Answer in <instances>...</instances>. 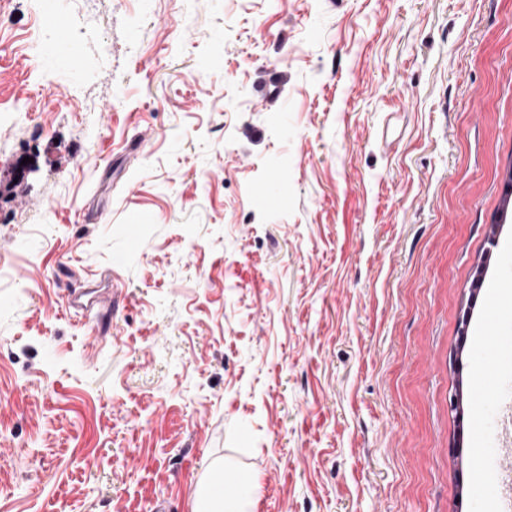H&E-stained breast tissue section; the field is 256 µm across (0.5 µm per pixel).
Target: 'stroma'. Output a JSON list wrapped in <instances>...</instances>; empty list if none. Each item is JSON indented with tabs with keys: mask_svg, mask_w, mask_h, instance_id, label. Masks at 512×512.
Segmentation results:
<instances>
[{
	"mask_svg": "<svg viewBox=\"0 0 512 512\" xmlns=\"http://www.w3.org/2000/svg\"><path fill=\"white\" fill-rule=\"evenodd\" d=\"M0 268V512H512V0H0ZM230 482L234 486L231 494L225 485L219 492L216 482ZM258 492V483L254 474L246 470L235 471L230 475L222 468L208 466L207 476L198 482L192 498V512H249Z\"/></svg>",
	"mask_w": 512,
	"mask_h": 512,
	"instance_id": "35a3bbf8",
	"label": "stroma"
}]
</instances>
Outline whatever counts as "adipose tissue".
Here are the masks:
<instances>
[{
    "instance_id": "ef3b65f1",
    "label": "adipose tissue",
    "mask_w": 512,
    "mask_h": 512,
    "mask_svg": "<svg viewBox=\"0 0 512 512\" xmlns=\"http://www.w3.org/2000/svg\"><path fill=\"white\" fill-rule=\"evenodd\" d=\"M230 481L233 493L216 488L218 482ZM258 492L254 474L246 470L226 473L220 468H208L205 479L198 482L192 498V512H251Z\"/></svg>"
}]
</instances>
